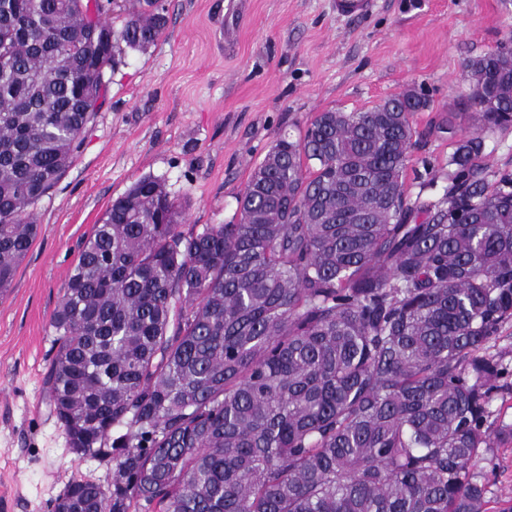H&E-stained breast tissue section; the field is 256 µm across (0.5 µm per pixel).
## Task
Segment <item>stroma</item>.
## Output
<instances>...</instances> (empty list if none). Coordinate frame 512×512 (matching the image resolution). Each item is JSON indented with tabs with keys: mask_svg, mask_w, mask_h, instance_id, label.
<instances>
[{
	"mask_svg": "<svg viewBox=\"0 0 512 512\" xmlns=\"http://www.w3.org/2000/svg\"><path fill=\"white\" fill-rule=\"evenodd\" d=\"M167 26L125 49L78 156L34 208L40 234L0 296V512H50L71 480L111 479L78 458L50 412L43 378L56 354L50 318L82 241L139 178L162 181L187 229L238 219V199L281 135L327 110L357 112L406 90L424 94L410 196L436 200L452 151L437 124L462 111L467 61L512 32V0H374L337 16L333 0H157ZM237 39L224 42L221 21ZM488 475L491 512H512V441Z\"/></svg>",
	"mask_w": 512,
	"mask_h": 512,
	"instance_id": "35a3bbf8",
	"label": "stroma"
}]
</instances>
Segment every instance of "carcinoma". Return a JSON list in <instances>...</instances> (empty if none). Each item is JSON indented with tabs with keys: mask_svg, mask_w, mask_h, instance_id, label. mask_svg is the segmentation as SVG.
Returning <instances> with one entry per match:
<instances>
[{
	"mask_svg": "<svg viewBox=\"0 0 512 512\" xmlns=\"http://www.w3.org/2000/svg\"><path fill=\"white\" fill-rule=\"evenodd\" d=\"M102 0H0V295L99 109L86 50ZM129 0L112 44L163 33ZM67 49V64L50 59ZM471 124L446 121L447 185L412 199L414 116L397 94L282 136L233 224L184 230L158 179L137 180L81 246L51 316L50 408L106 485L71 481L69 512H488L479 462L509 367L512 171L477 164L512 125V35L465 65Z\"/></svg>",
	"mask_w": 512,
	"mask_h": 512,
	"instance_id": "cac0c4a2",
	"label": "carcinoma"
}]
</instances>
